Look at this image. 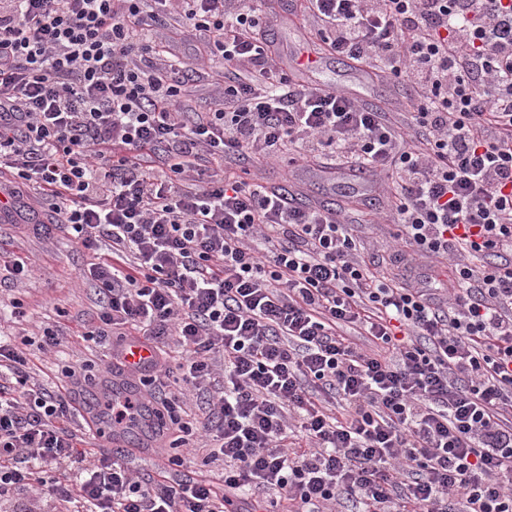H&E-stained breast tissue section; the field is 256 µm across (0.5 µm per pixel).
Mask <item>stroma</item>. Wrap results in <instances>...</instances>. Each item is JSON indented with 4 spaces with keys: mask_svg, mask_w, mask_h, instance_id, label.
Masks as SVG:
<instances>
[{
    "mask_svg": "<svg viewBox=\"0 0 512 512\" xmlns=\"http://www.w3.org/2000/svg\"><path fill=\"white\" fill-rule=\"evenodd\" d=\"M264 8L270 15L266 39L277 51L283 71L301 73L303 81L313 85L339 87L368 106H387L390 119L399 120L409 97L404 84L371 80L351 61L321 53L310 23L299 11V0H265ZM152 37L187 63L206 51L198 34L177 27L169 18L153 22ZM186 82L189 105L202 106L222 92L224 69L214 64L187 73ZM231 167L247 170L250 179L287 194L294 206L340 211L364 242L366 260L386 272L419 281L428 288L445 282L447 271L439 259L415 256L402 263L392 262L399 227L382 219L389 202L370 177L353 176L344 169H302L285 159L275 164L246 159L232 162ZM21 202L26 225L0 222V331L23 341L32 382L53 391L63 381V366H85L96 377L95 382L85 385V392L103 394L97 380L104 375L112 350L122 339L109 335L94 343L79 335L82 326L99 322L100 308L87 276L95 255L76 245L66 229L57 224L51 200L29 189ZM17 256L33 260L35 271L30 278L16 281L7 271L6 261ZM46 327L61 339L60 346L50 352L42 347V330ZM172 442V437L159 439L150 433L140 442L128 444V468L136 474H155L165 457L172 455Z\"/></svg>",
    "mask_w": 512,
    "mask_h": 512,
    "instance_id": "1",
    "label": "stroma"
}]
</instances>
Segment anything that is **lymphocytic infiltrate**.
<instances>
[{"instance_id":"1","label":"lymphocytic infiltrate","mask_w":512,"mask_h":512,"mask_svg":"<svg viewBox=\"0 0 512 512\" xmlns=\"http://www.w3.org/2000/svg\"><path fill=\"white\" fill-rule=\"evenodd\" d=\"M329 53L408 81L400 123L299 83L258 0H0V166L55 203L100 306L86 341L182 347L222 472L140 478L70 434L0 339V512H512V0H302ZM174 15L224 65L186 105L147 25ZM332 155L390 175L405 245L448 296L373 268L336 212L225 171ZM362 330L373 352L345 335Z\"/></svg>"}]
</instances>
